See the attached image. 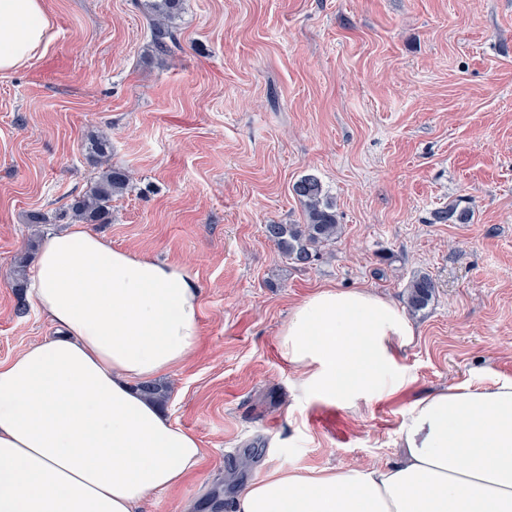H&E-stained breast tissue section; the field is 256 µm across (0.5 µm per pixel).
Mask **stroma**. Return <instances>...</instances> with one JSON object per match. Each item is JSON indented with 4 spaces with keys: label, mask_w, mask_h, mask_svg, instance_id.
Wrapping results in <instances>:
<instances>
[{
    "label": "stroma",
    "mask_w": 512,
    "mask_h": 512,
    "mask_svg": "<svg viewBox=\"0 0 512 512\" xmlns=\"http://www.w3.org/2000/svg\"><path fill=\"white\" fill-rule=\"evenodd\" d=\"M143 4L43 0L53 40L0 74V362L53 333L14 265L56 230L29 213L99 176L93 136L131 183L92 232L200 289L199 341L164 381L203 455L139 512H233L280 467L393 461L416 399L512 380V0H184L166 55ZM307 175L342 233L300 266L264 227L304 222ZM451 206L470 222L436 223ZM419 273L436 290L409 314L405 392L356 413L293 389L277 339L295 304L324 286L401 304Z\"/></svg>",
    "instance_id": "stroma-1"
}]
</instances>
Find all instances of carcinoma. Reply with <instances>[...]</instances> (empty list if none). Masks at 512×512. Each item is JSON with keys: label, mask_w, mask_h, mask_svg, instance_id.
<instances>
[{"label": "carcinoma", "mask_w": 512, "mask_h": 512, "mask_svg": "<svg viewBox=\"0 0 512 512\" xmlns=\"http://www.w3.org/2000/svg\"><path fill=\"white\" fill-rule=\"evenodd\" d=\"M183 0H146L151 20L150 33L157 51L166 53L177 46L172 21L182 11ZM131 177L122 168L108 166L96 183L83 195L75 198L68 211L72 217L88 224H109V203L112 197L123 194ZM295 195L305 207L303 224H267L266 238L282 255L295 264L309 265L321 248L336 242L341 232L336 210L323 192L321 182L308 175L293 185ZM435 292V282L426 273H419L406 287V304L413 311L425 308ZM143 394L159 403L168 399L167 387L156 382L141 384Z\"/></svg>", "instance_id": "1"}]
</instances>
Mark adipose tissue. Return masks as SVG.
Here are the masks:
<instances>
[{"instance_id":"1","label":"adipose tissue","mask_w":512,"mask_h":512,"mask_svg":"<svg viewBox=\"0 0 512 512\" xmlns=\"http://www.w3.org/2000/svg\"><path fill=\"white\" fill-rule=\"evenodd\" d=\"M52 26L42 0H0V73L26 66ZM30 301L57 332L0 363V512H138L197 467V437L137 382L170 373L199 339L200 294L180 265L111 246L74 224L50 236ZM406 312L364 288L325 287L278 338L296 386L357 411L410 383ZM397 461L249 483L235 512H512V380L413 402Z\"/></svg>"}]
</instances>
